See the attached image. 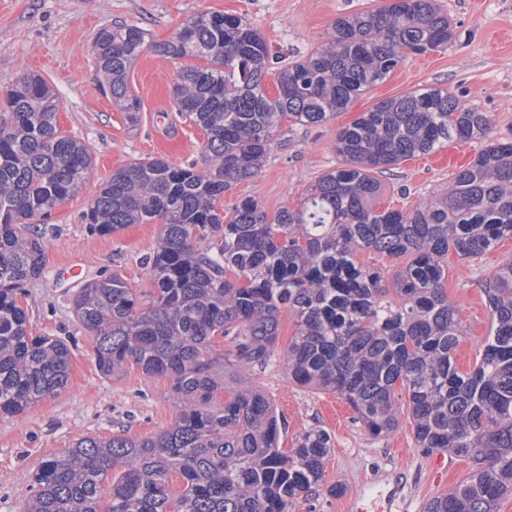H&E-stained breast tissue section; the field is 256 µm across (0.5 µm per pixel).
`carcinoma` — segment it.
<instances>
[{"label": "carcinoma", "instance_id": "obj_1", "mask_svg": "<svg viewBox=\"0 0 512 512\" xmlns=\"http://www.w3.org/2000/svg\"><path fill=\"white\" fill-rule=\"evenodd\" d=\"M453 37L437 0L341 16L314 51L288 61L233 14H194L164 42L136 24L97 32L92 58L130 126L141 101L129 71L150 52L183 61L174 104L206 136L199 162L149 157L112 172L84 212L99 235L159 225L142 260L150 301L115 275L71 299L99 371L117 377L134 364L167 380L174 418L152 436L84 437L45 460L25 512H294L322 486L334 443L314 427L280 448L287 422L252 381L275 355L298 385L343 398L370 436L394 431L405 401L416 447L470 464L424 512H498L512 495V257L484 285L491 326L465 372L455 351L468 330L445 288L449 253L470 261L512 238V142L493 138L488 114L438 87L381 100L337 131L338 165L299 204L272 217L252 197L217 207L259 175L283 122L324 126L409 56ZM59 109L38 74L0 100V417L57 395L70 377L67 340L32 335L18 301L46 265L28 220L75 195L93 167L89 145L59 132ZM454 141L483 148L440 196L408 212L375 206L379 175ZM364 252L391 264L363 263ZM391 289L402 303L386 300ZM284 310L296 332L279 352Z\"/></svg>", "mask_w": 512, "mask_h": 512}]
</instances>
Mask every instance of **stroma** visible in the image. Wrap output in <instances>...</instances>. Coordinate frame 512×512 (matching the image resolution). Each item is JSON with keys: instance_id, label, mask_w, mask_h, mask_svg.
Instances as JSON below:
<instances>
[{"instance_id": "1", "label": "stroma", "mask_w": 512, "mask_h": 512, "mask_svg": "<svg viewBox=\"0 0 512 512\" xmlns=\"http://www.w3.org/2000/svg\"><path fill=\"white\" fill-rule=\"evenodd\" d=\"M381 0H0V93L26 73L42 75L61 102L57 127L86 141L92 151L89 179L74 196L58 204L45 220L46 268L20 299L29 329L36 336H59L72 349L70 378L58 395L14 417L0 418V512H22L31 494L30 478L44 460L62 454L86 436L118 432L149 436L169 427L173 411L168 381L145 377L128 366L117 378L103 376L92 358L94 338L75 318L70 300L76 283L58 278L57 268L77 261L84 279L116 274L135 292L151 286L142 265L153 251L159 227L132 224L111 235L90 232L82 219L98 186L113 171L147 157L175 165L199 160L202 130L176 112L171 86L177 66L147 54L131 68L129 88L142 104L140 123L129 128L122 112L104 95L91 44L97 31L121 21L146 28L157 41L168 39L193 13L245 16L266 38L275 55L303 56L325 38L338 16L368 10ZM447 12L455 39L448 47L413 55L384 83L355 100L347 111L322 127L283 123L270 157L257 178L226 192L220 207L236 199H257L268 214L303 200L323 173L335 167L331 144L336 132L377 102L418 88L448 89L487 112L493 138L512 141V0H438ZM447 150L402 162L385 173L380 205L407 211L423 196L441 191L456 173ZM512 257V239L481 258H448L445 286L471 334L456 350L461 370L472 367L478 343L489 329L483 284ZM288 422L282 449L291 448L304 429L328 430L335 446L324 466L326 487L299 500L294 512H341L332 485L345 494L388 490L395 474L405 476L406 512H423L432 497L447 492L469 472L458 462L440 483L429 474L431 452L415 447L411 419L401 413L391 433L371 438L355 421L352 408L338 396L291 381L281 360L253 377Z\"/></svg>"}]
</instances>
